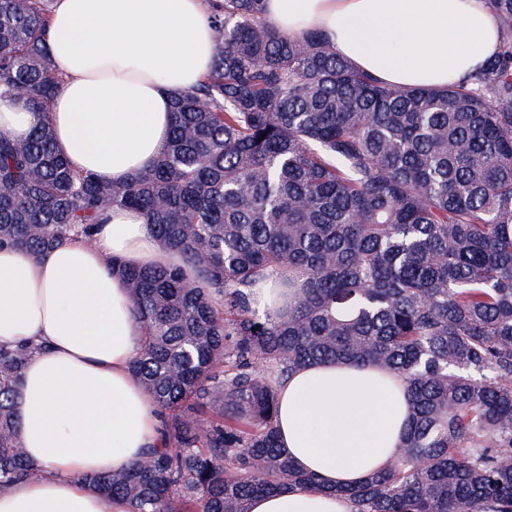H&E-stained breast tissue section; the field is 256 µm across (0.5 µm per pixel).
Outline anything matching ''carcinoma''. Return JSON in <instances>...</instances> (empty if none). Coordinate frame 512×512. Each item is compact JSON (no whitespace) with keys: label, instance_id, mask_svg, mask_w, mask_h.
<instances>
[{"label":"carcinoma","instance_id":"carcinoma-1","mask_svg":"<svg viewBox=\"0 0 512 512\" xmlns=\"http://www.w3.org/2000/svg\"><path fill=\"white\" fill-rule=\"evenodd\" d=\"M52 0H0V97L44 114L61 78ZM498 53L444 87L388 84L317 30L280 33L265 0H216L204 81L174 98L169 142L119 183L74 172L39 120L0 138V246L34 254L141 212L180 265L112 269L143 326L131 371L161 447L93 491L131 512H250L314 488L278 445L277 385L312 363L381 366L412 415L389 466L339 489L354 512H512V0ZM275 277L279 318L251 306ZM29 347L0 345V490L37 477L17 440Z\"/></svg>","mask_w":512,"mask_h":512}]
</instances>
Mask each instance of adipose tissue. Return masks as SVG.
Wrapping results in <instances>:
<instances>
[{"label": "adipose tissue", "instance_id": "1", "mask_svg": "<svg viewBox=\"0 0 512 512\" xmlns=\"http://www.w3.org/2000/svg\"><path fill=\"white\" fill-rule=\"evenodd\" d=\"M209 15V0H53L46 45L61 84L49 121L74 172L112 182L155 164L174 97L212 64ZM265 18L291 35L320 30L340 56L402 86L460 80L501 44L486 0H266ZM36 121L24 98H0V136L24 140ZM116 258L180 262L131 209L109 211L89 244L0 248V343L34 348L17 434L39 472L0 491V512H130L85 483L128 470L161 430L129 369L141 326L126 281L110 270ZM277 398L281 447L323 486L256 497L250 512H352L336 490L389 465L410 413L405 384L374 367L318 363L285 378Z\"/></svg>", "mask_w": 512, "mask_h": 512}]
</instances>
